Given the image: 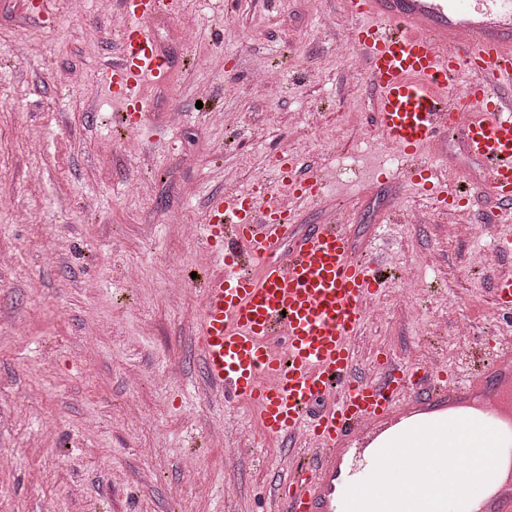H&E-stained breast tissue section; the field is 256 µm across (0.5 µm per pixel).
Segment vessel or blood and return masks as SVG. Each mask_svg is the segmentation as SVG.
I'll return each instance as SVG.
<instances>
[{
    "mask_svg": "<svg viewBox=\"0 0 512 512\" xmlns=\"http://www.w3.org/2000/svg\"><path fill=\"white\" fill-rule=\"evenodd\" d=\"M120 51L101 73L118 102L113 123L135 129L144 84L164 83L170 60L150 25L180 0H122ZM355 20L352 41L377 92L376 122L420 185L445 210L488 196L512 205V0H338ZM487 167L485 189L448 185L446 164L422 160L449 131ZM288 197L234 192L213 199L202 233L218 271L202 283L197 343L205 375L225 401L257 412L265 439L308 438L311 460L293 465L263 512H344L347 488L374 470L376 441L470 394L490 401L480 418L506 437L500 466L512 471V339L503 338L461 377L427 362L384 356L373 379L357 377L351 346L383 292L382 257L363 259L344 220L299 230L296 202L322 196L321 176L287 165ZM512 512V494L480 489L469 512Z\"/></svg>",
    "mask_w": 512,
    "mask_h": 512,
    "instance_id": "b4317fda",
    "label": "vessel or blood"
}]
</instances>
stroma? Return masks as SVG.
Masks as SVG:
<instances>
[{
    "instance_id": "stroma-1",
    "label": "stroma",
    "mask_w": 512,
    "mask_h": 512,
    "mask_svg": "<svg viewBox=\"0 0 512 512\" xmlns=\"http://www.w3.org/2000/svg\"><path fill=\"white\" fill-rule=\"evenodd\" d=\"M152 26L173 70L119 134L98 74L120 0H0V512H259L300 451L253 445L255 411L211 392L200 226L226 190H282L283 155L327 180L301 225L352 202L355 247L398 270L355 342L360 375L384 352L426 345L452 366L512 335L492 292L512 254L449 237L439 210L412 222L427 198L373 177L389 163L375 91L358 53L336 55L353 27L336 0H182ZM265 68L280 81L261 95ZM409 278L430 291L414 314L399 304Z\"/></svg>"
}]
</instances>
